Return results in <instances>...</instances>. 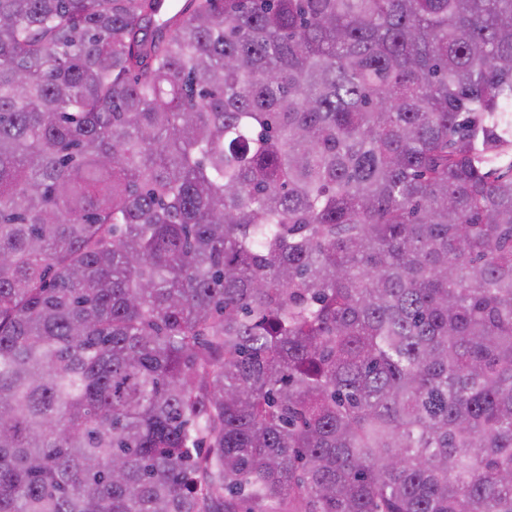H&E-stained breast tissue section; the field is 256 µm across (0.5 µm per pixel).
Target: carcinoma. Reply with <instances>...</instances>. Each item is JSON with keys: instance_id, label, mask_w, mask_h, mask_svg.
Masks as SVG:
<instances>
[{"instance_id": "carcinoma-1", "label": "carcinoma", "mask_w": 512, "mask_h": 512, "mask_svg": "<svg viewBox=\"0 0 512 512\" xmlns=\"http://www.w3.org/2000/svg\"><path fill=\"white\" fill-rule=\"evenodd\" d=\"M0 0V512H512V0Z\"/></svg>"}]
</instances>
